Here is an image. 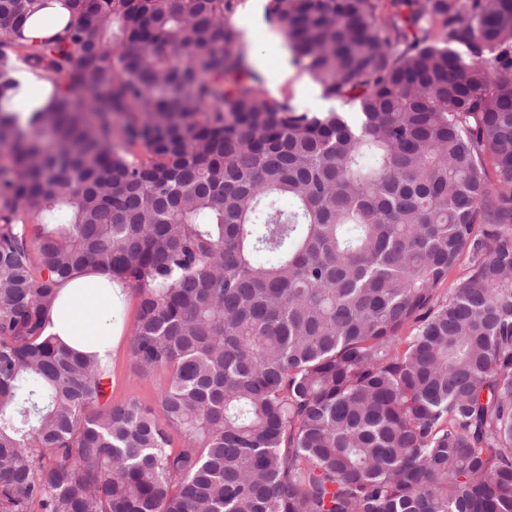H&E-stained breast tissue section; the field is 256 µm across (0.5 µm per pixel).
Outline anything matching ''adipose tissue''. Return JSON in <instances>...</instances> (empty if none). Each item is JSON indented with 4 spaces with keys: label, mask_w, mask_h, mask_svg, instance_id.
Wrapping results in <instances>:
<instances>
[{
    "label": "adipose tissue",
    "mask_w": 512,
    "mask_h": 512,
    "mask_svg": "<svg viewBox=\"0 0 512 512\" xmlns=\"http://www.w3.org/2000/svg\"><path fill=\"white\" fill-rule=\"evenodd\" d=\"M127 296L109 274L86 268L59 286L46 332L72 350L109 360L122 336Z\"/></svg>",
    "instance_id": "obj_1"
}]
</instances>
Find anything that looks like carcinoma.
Segmentation results:
<instances>
[{
    "instance_id": "obj_1",
    "label": "carcinoma",
    "mask_w": 512,
    "mask_h": 512,
    "mask_svg": "<svg viewBox=\"0 0 512 512\" xmlns=\"http://www.w3.org/2000/svg\"><path fill=\"white\" fill-rule=\"evenodd\" d=\"M55 2L0 0V512H512V0H267L349 112L244 0ZM89 266L154 409L44 335ZM264 4L265 0H247L245 6L241 9L237 17H244L262 27L267 36L264 38L263 43L256 48L251 45L243 31V40L247 48V53L254 55L253 64L256 68L263 66L266 63L265 58L255 57V55L263 54L267 57L270 66L263 73L265 78V90L266 94L270 98L283 99L290 97L293 104L302 109H307L313 112H326L330 109L336 111H348L349 107L344 106L336 101H324L321 96L319 98H313L308 95H297V85L304 80L307 88H318L316 84L311 80L309 75L305 72L300 71L294 66L290 59V52L288 49V39L285 32L278 27H273L268 24L264 17ZM282 57H285L288 61V66L292 69L293 74L288 77L286 82H282L280 79V72L276 67L275 63L278 62ZM288 66L283 65L281 72L284 77L288 76ZM277 92V94L274 93Z\"/></svg>"
}]
</instances>
